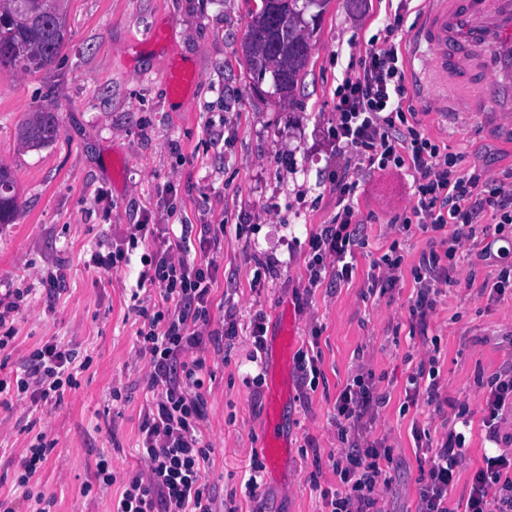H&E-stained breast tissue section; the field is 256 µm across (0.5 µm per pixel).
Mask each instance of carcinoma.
Here are the masks:
<instances>
[{
  "mask_svg": "<svg viewBox=\"0 0 512 512\" xmlns=\"http://www.w3.org/2000/svg\"><path fill=\"white\" fill-rule=\"evenodd\" d=\"M324 0H288V21L272 30L264 9L252 14L242 43L246 73L257 80L270 77L275 90L284 96H293L306 75L311 59L310 37L320 14L306 20L308 7L320 5ZM13 0H0V43H10L19 51L0 60L3 67L24 71L39 70L50 64L60 53L67 30L66 24L56 27L51 35L53 19L42 7L25 16L13 17ZM59 129L55 115L46 110L31 113L19 130L20 143L27 147H40L54 140ZM0 224H8L17 210L13 181L10 173L0 167Z\"/></svg>",
  "mask_w": 512,
  "mask_h": 512,
  "instance_id": "cac0c4a2",
  "label": "carcinoma"
}]
</instances>
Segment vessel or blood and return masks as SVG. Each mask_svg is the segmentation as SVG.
I'll list each match as a JSON object with an SVG mask.
<instances>
[{
  "label": "vessel or blood",
  "instance_id": "obj_1",
  "mask_svg": "<svg viewBox=\"0 0 512 512\" xmlns=\"http://www.w3.org/2000/svg\"><path fill=\"white\" fill-rule=\"evenodd\" d=\"M411 39L444 111L480 113L512 129V0H424ZM297 330L295 318H285L273 340L283 360L297 343ZM288 392L283 363L267 380L263 454L272 471L288 448L282 417Z\"/></svg>",
  "mask_w": 512,
  "mask_h": 512
}]
</instances>
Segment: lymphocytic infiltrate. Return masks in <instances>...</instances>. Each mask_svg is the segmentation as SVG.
Here are the masks:
<instances>
[{"label": "lymphocytic infiltrate", "instance_id": "1", "mask_svg": "<svg viewBox=\"0 0 512 512\" xmlns=\"http://www.w3.org/2000/svg\"><path fill=\"white\" fill-rule=\"evenodd\" d=\"M407 2L398 0L383 38L370 40L357 73H345L336 90L331 133L349 158L331 175L338 211L313 234L307 270L313 286L327 276L339 283L351 279V258L365 246L354 202L360 178L366 172L404 170L412 179V206L402 228L414 225L441 235L415 269L413 310L424 317L435 310L461 243L491 231L503 234L512 225V171L496 180L480 169L465 171L460 157L429 137L415 112L405 107L404 59L394 33L404 26ZM124 237L144 245L139 281L157 287L159 299L144 305L139 292L131 294L140 319L137 354L152 396L114 512H218L205 483L213 448L203 431V388L206 344L229 342L239 334L235 307H226L219 318L211 316L219 271L212 254L223 247L224 227L185 224L174 236L166 224H130ZM195 244L205 255L191 263L187 256ZM90 363V357L56 341L40 343L27 355L21 374L0 377V404L26 416L60 403L66 390L78 387V376ZM385 401L372 375L362 370L339 393L334 424L342 446L330 457L339 486L322 490L325 512H385L393 450L367 434ZM485 405L487 439L502 443L498 420L512 413V365L491 381ZM51 431L50 423H43L19 458L15 491L0 495V512H50L53 498L33 494L32 484L54 448ZM464 446L460 431L422 442L428 468L418 489L417 512H456L448 495ZM463 512H512V454L486 458L475 471Z\"/></svg>", "mask_w": 512, "mask_h": 512}]
</instances>
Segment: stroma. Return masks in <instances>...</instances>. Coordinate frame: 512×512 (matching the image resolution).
I'll return each mask as SVG.
<instances>
[{
	"label": "stroma",
	"mask_w": 512,
	"mask_h": 512,
	"mask_svg": "<svg viewBox=\"0 0 512 512\" xmlns=\"http://www.w3.org/2000/svg\"><path fill=\"white\" fill-rule=\"evenodd\" d=\"M259 0H68L67 35L58 57L26 72L0 66V167L12 176L17 212L0 224V293L31 294L16 317L19 368L49 339L91 356L80 385L46 407L55 447L38 479L52 512H111L118 484L97 488L100 455L118 478L131 468L141 411L149 397L136 357L139 322L129 309L143 268V247L130 246L127 266L95 273L91 250L121 244L126 225L158 219L223 223L224 248L213 290V315L234 305L242 323L264 313L274 336L283 306L295 308L298 343L317 341L321 375L314 390L294 392L285 411L291 446L285 466L263 478L266 512H321V490L334 487L328 456L337 448L336 399L357 366L372 372L387 396L372 437L386 438L398 463L388 490L390 512H416L424 456L414 429L440 439L466 406L470 427L465 459L449 492L465 503L471 474L495 449L485 438L483 400L492 376L512 362V293L489 292L500 269L512 265V237L459 251L453 282L434 312H412L414 269L431 233L392 224L408 209L406 176L374 173L362 180L356 207L367 244L356 254L352 279L308 283L309 241L336 214L330 180L342 159L329 135L336 88L353 56L389 22L386 0H329L312 36L304 84L294 98L270 83L250 84L242 39ZM197 71L184 96L166 81L171 58ZM405 103L425 132L464 169L497 177L512 170V138L489 130L475 115L431 111L407 84ZM54 112L59 134L39 148L20 144L31 112ZM397 246L403 256L394 288L370 294L373 260ZM63 270L54 298L41 274ZM246 334L206 351L205 431L214 448L206 481L219 512H252L244 496L251 454L262 446L266 391L252 383ZM436 358L442 412L407 396L408 378ZM123 398L111 401L113 385ZM34 436L30 419L0 406V494L13 492L14 461Z\"/></svg>",
	"instance_id": "obj_1"
}]
</instances>
